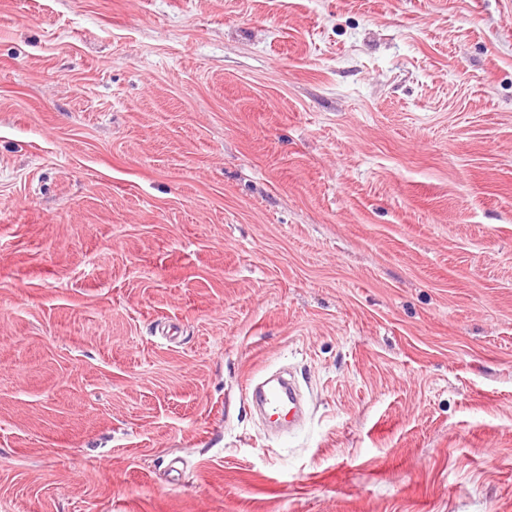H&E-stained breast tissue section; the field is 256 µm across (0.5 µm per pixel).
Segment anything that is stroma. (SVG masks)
Wrapping results in <instances>:
<instances>
[{
	"label": "stroma",
	"instance_id": "obj_1",
	"mask_svg": "<svg viewBox=\"0 0 512 512\" xmlns=\"http://www.w3.org/2000/svg\"><path fill=\"white\" fill-rule=\"evenodd\" d=\"M0 512H512V0H0ZM255 378L249 380L252 397L270 414L284 418L288 414V427L293 428L299 420L301 405L296 387L284 380L277 384L254 385Z\"/></svg>",
	"mask_w": 512,
	"mask_h": 512
}]
</instances>
